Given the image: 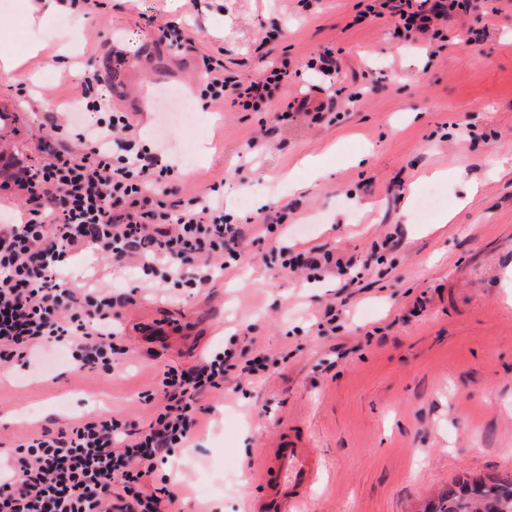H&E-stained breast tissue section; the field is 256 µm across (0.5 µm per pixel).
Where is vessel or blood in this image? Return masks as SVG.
<instances>
[{"mask_svg": "<svg viewBox=\"0 0 512 512\" xmlns=\"http://www.w3.org/2000/svg\"><path fill=\"white\" fill-rule=\"evenodd\" d=\"M318 472V460L304 444L273 449L263 480L265 512H302Z\"/></svg>", "mask_w": 512, "mask_h": 512, "instance_id": "obj_1", "label": "vessel or blood"}]
</instances>
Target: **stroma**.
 <instances>
[{
    "label": "stroma",
    "mask_w": 512,
    "mask_h": 512,
    "mask_svg": "<svg viewBox=\"0 0 512 512\" xmlns=\"http://www.w3.org/2000/svg\"><path fill=\"white\" fill-rule=\"evenodd\" d=\"M367 0H97L67 38L28 21L26 0L0 9V53L21 65L0 77V168L31 163L49 119L67 121L85 68L111 70L103 92L143 144L159 125L150 104L199 90L200 53L224 51V74L255 78L287 64V87L261 111L231 102L186 115L170 137L181 196L217 187L243 227L237 270L202 291L166 296L141 267L112 271L87 253L67 269L96 270L122 308L131 353L124 370L79 374L43 356L44 374L0 373V460L23 438L67 429L103 410L143 418L157 370L200 362L230 336H254L268 373L235 377L208 398L189 447L178 449L181 512H261L266 454L285 440L322 465L312 512H421L468 477L512 474V0H470L442 24L444 42L405 39L392 17L355 23ZM179 28L190 47L162 38ZM335 51L333 110L278 121L289 104L330 94L310 60ZM361 92L356 104L347 95ZM211 142L213 159L187 157ZM368 152L365 164L351 156ZM329 174L306 180V156ZM460 169L482 187L431 181ZM468 205L449 223L454 200ZM272 224V233L255 224ZM332 251L364 264L359 281L280 267L281 248ZM336 310V330L314 324Z\"/></svg>",
    "instance_id": "stroma-1"
}]
</instances>
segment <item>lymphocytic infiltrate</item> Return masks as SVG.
Here are the masks:
<instances>
[{"instance_id": "f902f5d3", "label": "lymphocytic infiltrate", "mask_w": 512, "mask_h": 512, "mask_svg": "<svg viewBox=\"0 0 512 512\" xmlns=\"http://www.w3.org/2000/svg\"><path fill=\"white\" fill-rule=\"evenodd\" d=\"M469 0H370L362 19L395 18L404 35L440 38L438 21L467 12ZM202 104L231 101L257 109L288 80L270 66L261 78L232 82L224 60L202 53ZM101 72L85 70L74 106L98 113L95 124L69 129L79 148L43 150L38 163L0 180V189L23 200L17 220L0 224V366H35L41 351H66L74 370L111 373L127 349L117 329L126 300L89 283L57 274L70 257L89 250L122 268L141 261L160 288H202L215 271L240 259L231 243L239 225L224 220V205L208 196L170 203L178 175L157 167L122 113L100 93ZM241 368L262 370L253 344L239 353L212 352L192 370L160 369L156 389L166 405L142 427L99 415L57 434L18 443L12 464L0 471V512H180L169 479L145 489L144 481L187 447L205 412L202 397L224 390Z\"/></svg>"}]
</instances>
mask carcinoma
I'll use <instances>...</instances> for the list:
<instances>
[{"label": "carcinoma", "instance_id": "carcinoma-1", "mask_svg": "<svg viewBox=\"0 0 512 512\" xmlns=\"http://www.w3.org/2000/svg\"><path fill=\"white\" fill-rule=\"evenodd\" d=\"M423 512H512V477L467 478L440 492Z\"/></svg>", "mask_w": 512, "mask_h": 512}]
</instances>
